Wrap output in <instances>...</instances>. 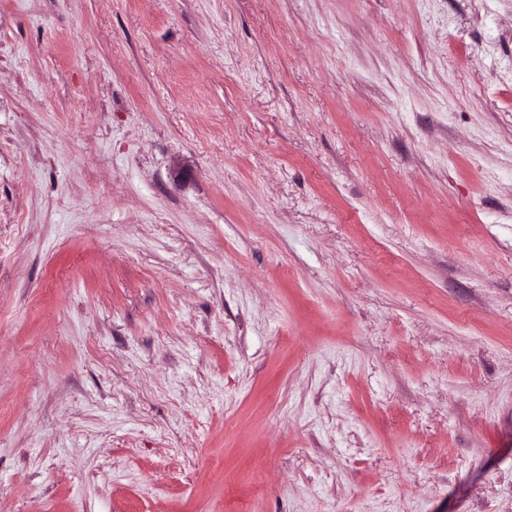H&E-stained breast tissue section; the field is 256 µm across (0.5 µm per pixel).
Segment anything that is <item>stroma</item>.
I'll return each mask as SVG.
<instances>
[{
    "label": "stroma",
    "mask_w": 512,
    "mask_h": 512,
    "mask_svg": "<svg viewBox=\"0 0 512 512\" xmlns=\"http://www.w3.org/2000/svg\"><path fill=\"white\" fill-rule=\"evenodd\" d=\"M0 512H512V0H0Z\"/></svg>",
    "instance_id": "obj_1"
}]
</instances>
